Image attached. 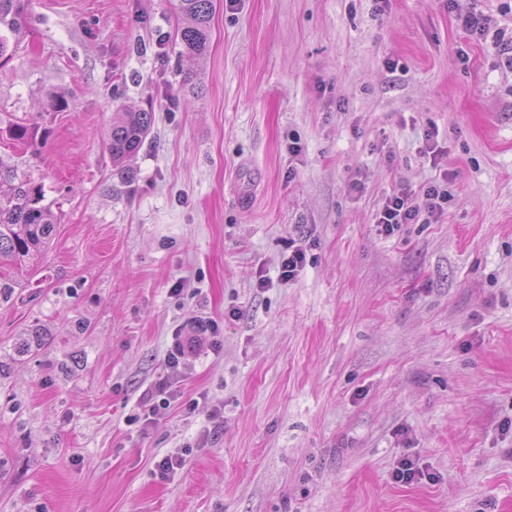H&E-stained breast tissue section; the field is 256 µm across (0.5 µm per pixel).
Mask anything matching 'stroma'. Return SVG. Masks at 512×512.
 I'll use <instances>...</instances> for the list:
<instances>
[{
	"mask_svg": "<svg viewBox=\"0 0 512 512\" xmlns=\"http://www.w3.org/2000/svg\"><path fill=\"white\" fill-rule=\"evenodd\" d=\"M214 4L201 67L176 0H29L0 59V159L58 218L0 300V357L47 332L0 380V512H512V0ZM445 171L437 221L376 224ZM154 123V113L145 110L133 112L125 110L112 123L109 139V151L113 166H120L121 174L131 177V171L125 169L124 163L134 156L143 145ZM419 220V209L414 205L412 194L405 189L394 191L377 214L376 224H381L387 234L398 230L402 224H413ZM168 385L165 382L156 384L152 390L150 398L142 405V411L145 421L152 420L161 415L170 406Z\"/></svg>",
	"mask_w": 512,
	"mask_h": 512,
	"instance_id": "35a3bbf8",
	"label": "stroma"
}]
</instances>
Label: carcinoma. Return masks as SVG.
Segmentation results:
<instances>
[{"mask_svg": "<svg viewBox=\"0 0 512 512\" xmlns=\"http://www.w3.org/2000/svg\"><path fill=\"white\" fill-rule=\"evenodd\" d=\"M180 12L190 19L181 29L180 40L185 51L195 60L202 61L208 53L213 0H178ZM25 9V0H0V58L9 49L10 40L20 35L19 17ZM154 123V113L127 110L112 123L109 151L112 164L126 177L131 171L123 164L134 156L143 145ZM12 182L3 189L0 181V263H8L17 273L31 269L34 261L50 246L57 224V217L47 205L42 204V188L29 180Z\"/></svg>", "mask_w": 512, "mask_h": 512, "instance_id": "carcinoma-1", "label": "carcinoma"}]
</instances>
